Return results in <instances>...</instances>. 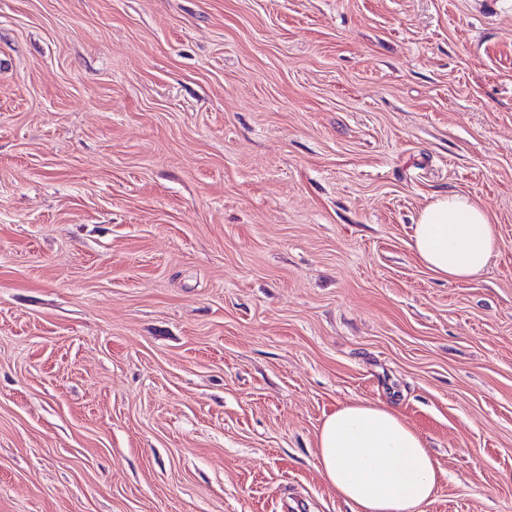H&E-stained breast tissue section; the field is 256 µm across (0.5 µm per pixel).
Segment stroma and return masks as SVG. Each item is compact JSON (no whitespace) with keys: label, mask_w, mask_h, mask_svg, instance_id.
<instances>
[{"label":"stroma","mask_w":512,"mask_h":512,"mask_svg":"<svg viewBox=\"0 0 512 512\" xmlns=\"http://www.w3.org/2000/svg\"><path fill=\"white\" fill-rule=\"evenodd\" d=\"M359 401L512 512V0H0V512H350ZM413 225L417 259L448 282L479 275L495 251L497 230L486 210L458 192L432 194Z\"/></svg>","instance_id":"obj_1"}]
</instances>
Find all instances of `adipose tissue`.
Segmentation results:
<instances>
[{
	"label": "adipose tissue",
	"mask_w": 512,
	"mask_h": 512,
	"mask_svg": "<svg viewBox=\"0 0 512 512\" xmlns=\"http://www.w3.org/2000/svg\"><path fill=\"white\" fill-rule=\"evenodd\" d=\"M497 230L485 209L457 192L432 194L411 248L438 277L466 281L488 265ZM318 470L352 512H416L437 487L439 465L401 416L366 403L340 406L317 438Z\"/></svg>",
	"instance_id": "adipose-tissue-1"
}]
</instances>
